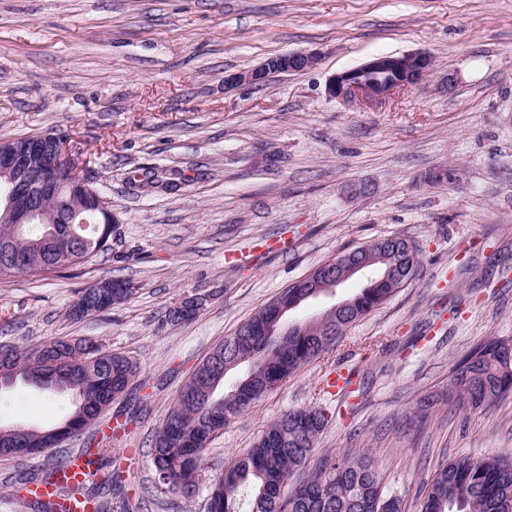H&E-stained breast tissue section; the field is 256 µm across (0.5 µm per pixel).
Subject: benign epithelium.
<instances>
[{
  "mask_svg": "<svg viewBox=\"0 0 512 512\" xmlns=\"http://www.w3.org/2000/svg\"><path fill=\"white\" fill-rule=\"evenodd\" d=\"M320 61L316 52H290L271 57L259 66L224 77V86H259L275 73L312 70ZM433 70V58L424 51L375 56L360 66L332 76L326 94L332 99L364 106L379 104L397 92L406 90ZM383 75L380 84L370 76ZM73 147L59 145L46 134L19 141H0V222L16 227L25 224H47L50 215L45 205L63 189L81 200L79 210L104 224L115 223L109 201L96 189L92 180L73 157ZM364 265L351 264L336 274H327L316 282L310 297L317 298L333 291L337 285L361 273Z\"/></svg>",
  "mask_w": 512,
  "mask_h": 512,
  "instance_id": "7a95c632",
  "label": "benign epithelium"
}]
</instances>
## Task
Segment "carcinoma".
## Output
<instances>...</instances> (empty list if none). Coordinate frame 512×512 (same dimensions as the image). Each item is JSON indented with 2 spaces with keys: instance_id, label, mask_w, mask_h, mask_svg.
Listing matches in <instances>:
<instances>
[{
  "instance_id": "1",
  "label": "carcinoma",
  "mask_w": 512,
  "mask_h": 512,
  "mask_svg": "<svg viewBox=\"0 0 512 512\" xmlns=\"http://www.w3.org/2000/svg\"><path fill=\"white\" fill-rule=\"evenodd\" d=\"M76 246L61 254L47 236L48 227L32 225L16 230L8 248L22 257L19 265H0V278L18 274H48L84 267L110 249L112 234L80 224H65ZM394 265L392 285H375L380 265L353 304L338 314L333 326L312 320L286 336L268 328L274 304L288 302L304 289L291 285L224 338L180 390L165 423L150 448L154 489L160 494L191 497L202 480L205 450L231 418L250 409L267 393L306 363L329 351L355 316L363 317L387 301L421 267L417 248L407 250L401 237L382 240L376 248ZM243 360L254 366V379L240 391L219 394L224 386V361ZM18 373L22 380H42V388L67 392L74 407L51 426L15 425L0 431V457H24L52 446L51 431L63 428L66 438L79 435L96 420L112 399L122 394L135 375L133 361L83 340L55 339L40 345L0 351V379ZM452 392L457 407L475 413L512 394V342L481 343L453 369ZM328 424L318 407L281 412L259 440L244 454L224 465L208 486L207 512H401L400 500L381 490L380 463L368 450L324 459L315 472L293 480L311 455L317 436ZM77 495L94 501L95 512H137L123 500L118 506L102 502L86 485L57 486L52 497H35L38 512H61V502ZM512 496V453L474 459L460 457L439 469L426 486L422 512H501L500 501Z\"/></svg>"
}]
</instances>
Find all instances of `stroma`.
<instances>
[{
    "mask_svg": "<svg viewBox=\"0 0 512 512\" xmlns=\"http://www.w3.org/2000/svg\"><path fill=\"white\" fill-rule=\"evenodd\" d=\"M424 50L433 72L373 106L327 96L328 79L376 55ZM316 51L315 69L225 88L267 58ZM453 89H446V80ZM53 131L80 150L110 200L112 245L91 265L0 280V345L83 338L138 368L103 412L105 468L146 512H206V489L157 494L151 440L194 369L292 283L336 255L400 236L423 265L388 301L225 426L204 477L250 448L282 411L331 419L304 469L369 449L382 490L420 512L423 489L459 456L512 451V396L450 408L454 365L512 340V0H0V140ZM176 188L139 189L144 168ZM452 168L456 180L431 184ZM124 279L122 304L74 322L77 291ZM204 306L166 322L184 298ZM350 373L351 392L326 379ZM68 393L0 389V423H50ZM84 437L0 457V512H27V475Z\"/></svg>",
    "mask_w": 512,
    "mask_h": 512,
    "instance_id": "obj_1",
    "label": "stroma"
}]
</instances>
